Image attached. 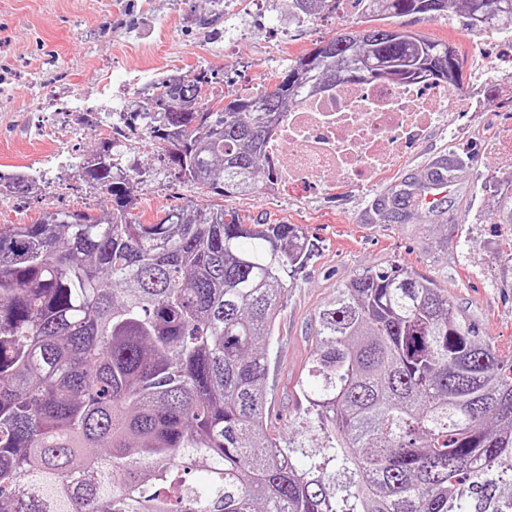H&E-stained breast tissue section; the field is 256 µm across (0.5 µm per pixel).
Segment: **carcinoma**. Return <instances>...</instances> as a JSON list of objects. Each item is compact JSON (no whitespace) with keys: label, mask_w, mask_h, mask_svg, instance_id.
<instances>
[{"label":"carcinoma","mask_w":512,"mask_h":512,"mask_svg":"<svg viewBox=\"0 0 512 512\" xmlns=\"http://www.w3.org/2000/svg\"><path fill=\"white\" fill-rule=\"evenodd\" d=\"M496 31L482 0H356L370 21L436 15ZM337 0H292L299 20ZM458 85L457 48L373 25L322 39L257 96L211 101L197 66L140 113L163 161L221 199L273 181L275 120L302 88L342 80ZM112 211L55 209L0 224V512H478L512 486V356L434 281L359 272L319 312L309 370L331 428L306 452L267 433L266 344L313 245L296 224H243L223 205H177L144 224L110 139L82 166ZM33 179L0 175V194ZM493 224H512V183ZM308 458L299 469L294 455ZM202 471L206 479L189 483ZM345 477L336 482V473Z\"/></svg>","instance_id":"obj_1"}]
</instances>
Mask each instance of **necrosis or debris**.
<instances>
[{
	"mask_svg": "<svg viewBox=\"0 0 512 512\" xmlns=\"http://www.w3.org/2000/svg\"><path fill=\"white\" fill-rule=\"evenodd\" d=\"M448 106L440 84L363 81L304 92L276 123L269 156L288 162L266 191L314 181L329 190L365 186L394 167L398 147L442 121Z\"/></svg>",
	"mask_w": 512,
	"mask_h": 512,
	"instance_id": "necrosis-or-debris-1",
	"label": "necrosis or debris"
}]
</instances>
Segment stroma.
I'll return each instance as SVG.
<instances>
[{"mask_svg": "<svg viewBox=\"0 0 512 512\" xmlns=\"http://www.w3.org/2000/svg\"><path fill=\"white\" fill-rule=\"evenodd\" d=\"M143 2L0 0V80L13 94L11 111L0 112V172L26 171L41 181L28 199L0 201V224H31L56 207L95 213L110 207L103 193L81 181L78 164L120 118L97 112L91 122L71 126L66 111H30L29 100L45 88L83 96L107 78L120 85L128 70L150 79L203 64L215 72L226 98L250 96L314 42L364 26L350 0L292 26L287 0L259 9L235 0L219 24L204 30L195 20L207 13L206 0H159L152 11ZM383 24L449 42L465 57V77L449 89L446 121L402 147L396 167L370 186L329 191L313 185L296 195L225 201L242 223L295 224L314 245L267 346L266 422L271 434L304 447L294 459L300 468L307 450L327 447L330 439L311 405L315 383L308 367L317 317L353 274L395 264L432 279L502 354L512 355V226L490 223L487 212L497 188L512 177L495 151L497 133L512 129V98L488 89L492 83L505 92L512 88V31L466 29L454 8ZM51 122L66 124L64 144L44 135L43 125ZM119 145L126 163L145 173L130 184L133 213L141 221L176 205L205 202L202 190L164 172L161 150L149 140L123 139ZM441 166L455 171L446 195L393 219L395 189Z\"/></svg>", "mask_w": 512, "mask_h": 512, "instance_id": "stroma-1", "label": "stroma"}]
</instances>
